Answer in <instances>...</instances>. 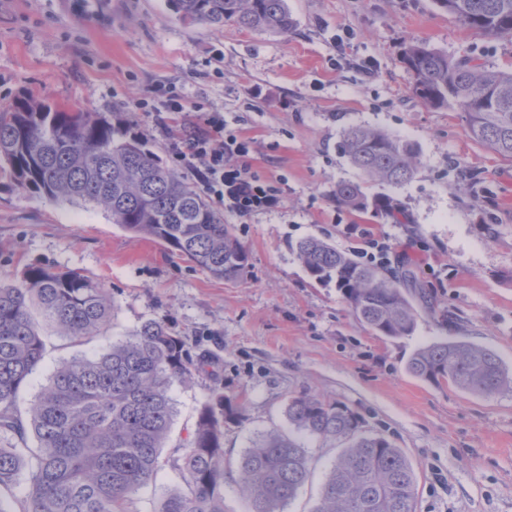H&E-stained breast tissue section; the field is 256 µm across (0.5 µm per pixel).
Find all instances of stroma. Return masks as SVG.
I'll use <instances>...</instances> for the list:
<instances>
[{"label":"stroma","mask_w":512,"mask_h":512,"mask_svg":"<svg viewBox=\"0 0 512 512\" xmlns=\"http://www.w3.org/2000/svg\"><path fill=\"white\" fill-rule=\"evenodd\" d=\"M294 26L280 36L183 21L167 0H0V110L23 95L70 112H102L143 134L170 167L178 124L136 111L162 85L198 113L223 112L250 142L252 170L283 178L278 207L225 223L249 252L235 282L169 255L81 202L22 195L0 174V281L29 266L78 271L108 288L114 317L86 345L48 334L25 391L33 399L60 362L99 353L149 319L216 356L209 373L174 384L172 445L182 444L210 388L239 394L241 424L224 449L238 457L257 435L288 431L289 398L319 395L358 413L391 440L417 477L416 512H512V387L472 396L405 370L419 347L448 339L496 352L512 368V162L472 137L462 112L422 104L401 62L420 40L457 58L512 69V39L466 29L434 0H287ZM370 63L364 74L361 63ZM350 125L413 143L420 163L401 185L363 180L343 155ZM361 184L407 214L336 206L337 183ZM396 244L391 269H407L414 332L375 335L334 284L315 282L294 246L317 237L348 254L364 235ZM312 476L286 512H310L340 443L304 437Z\"/></svg>","instance_id":"stroma-1"}]
</instances>
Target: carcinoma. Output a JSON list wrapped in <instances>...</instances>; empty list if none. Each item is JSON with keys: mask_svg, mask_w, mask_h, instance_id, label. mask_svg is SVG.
Segmentation results:
<instances>
[{"mask_svg": "<svg viewBox=\"0 0 512 512\" xmlns=\"http://www.w3.org/2000/svg\"><path fill=\"white\" fill-rule=\"evenodd\" d=\"M168 2L190 24L281 35L293 26L286 0ZM435 3L480 35L512 39V0ZM401 63L415 98L464 113L474 139L512 161V72L416 41L404 46ZM341 149L366 178L391 185L410 180L419 163L411 143L364 126L345 128ZM0 162L21 193L101 207L112 223L215 277L236 281L249 266L233 225L144 138L100 112H69L25 96L0 112ZM332 198L355 212L395 215L390 199L370 198L358 183L337 184ZM296 251L309 276L335 283L355 319L377 335L413 332L417 310L407 271L363 264L315 237L299 241ZM113 309L107 289L73 270L29 267L15 282L0 283V512H138V492L165 469L182 484L154 499L151 512H224V428L239 423L243 404L213 387L186 444L163 453L174 417L172 385L210 365L166 323L147 320L106 352L61 363L22 407L45 357L43 326L82 344L104 335ZM406 368L482 396L512 385L493 351L462 341L424 346ZM288 418L310 437L348 442L310 512H414L411 464L386 437L366 433L348 406L302 393L289 400ZM23 474L28 491L20 499L13 489ZM309 475L306 448L267 433L238 457L235 482L245 512H283Z\"/></svg>", "mask_w": 512, "mask_h": 512, "instance_id": "1", "label": "carcinoma"}]
</instances>
